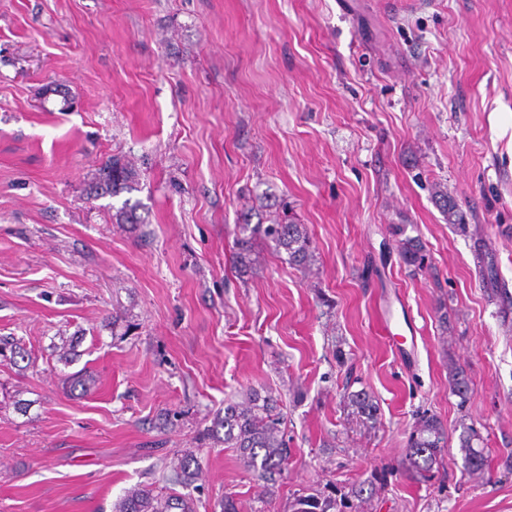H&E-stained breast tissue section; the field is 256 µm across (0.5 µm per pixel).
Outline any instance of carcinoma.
<instances>
[{"instance_id": "cac0c4a2", "label": "carcinoma", "mask_w": 512, "mask_h": 512, "mask_svg": "<svg viewBox=\"0 0 512 512\" xmlns=\"http://www.w3.org/2000/svg\"><path fill=\"white\" fill-rule=\"evenodd\" d=\"M138 183L137 171L122 162L121 158L114 157L89 186L87 196L98 198L129 193L137 188ZM439 203L448 212V222L457 225L460 231L468 232L465 216L453 198L443 193L439 195ZM113 219L117 224L144 223V218L138 213V205L128 200L113 214ZM240 233L233 265L242 274L251 271L254 264L251 258L252 240L257 235L271 239L277 250L286 253L291 265L305 267L311 261L309 237L303 224L276 219L266 225L259 223L252 226L245 223L240 225ZM399 257L412 271L423 270L427 254L420 238L408 236L400 240ZM27 359L29 353L22 340L0 337V363L16 366ZM450 389L456 396L466 399L470 393L468 374L461 369L454 370L451 373ZM347 399L358 416L367 421L376 419L377 406L368 393H351ZM273 411L272 399L251 391L243 401L225 406L224 415L214 420L208 432L211 439L224 443V447L236 449L240 463L252 474L255 485L263 495L269 493L288 462V448L281 430V421ZM459 441L468 468L473 472L483 471L487 457L480 448V433L473 427H466ZM446 448L447 432L444 425L433 415L420 416L407 441L409 464L425 478L442 460ZM163 470L169 473V480L187 487L201 472V463L189 453L175 461L163 463ZM297 505V512H334L337 507L336 499L316 493L299 497ZM113 512H194V507L191 499L182 495H163L144 487H133L114 505Z\"/></svg>"}]
</instances>
